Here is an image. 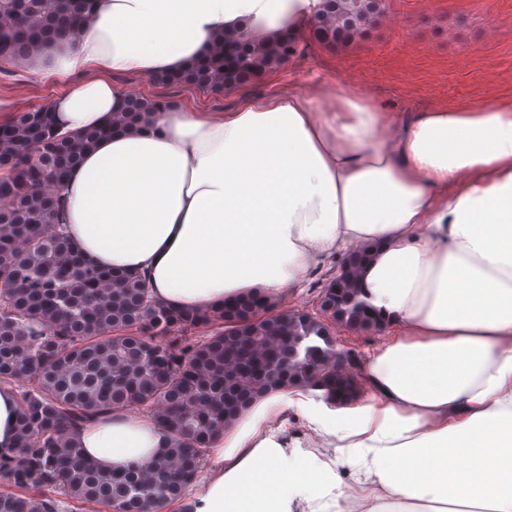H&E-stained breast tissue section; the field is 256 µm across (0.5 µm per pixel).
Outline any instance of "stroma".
<instances>
[{"mask_svg":"<svg viewBox=\"0 0 512 512\" xmlns=\"http://www.w3.org/2000/svg\"><path fill=\"white\" fill-rule=\"evenodd\" d=\"M297 51L280 69L243 86L211 93L192 86H162L150 79H120L127 93L178 102L210 112L243 99L303 92L321 82L344 94H363L389 112L455 108L480 100H512V0H387L363 38L329 47L311 39L306 23L295 34ZM65 82H44L25 69L0 74V95L17 111L44 106ZM331 261L281 303L314 311L335 276Z\"/></svg>","mask_w":512,"mask_h":512,"instance_id":"35a3bbf8","label":"stroma"}]
</instances>
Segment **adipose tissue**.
<instances>
[{
  "label": "adipose tissue",
  "mask_w": 512,
  "mask_h": 512,
  "mask_svg": "<svg viewBox=\"0 0 512 512\" xmlns=\"http://www.w3.org/2000/svg\"><path fill=\"white\" fill-rule=\"evenodd\" d=\"M319 0H96L78 34L26 65L73 82L57 129L108 123L131 79L190 68L239 34H294ZM64 229L100 265L141 274L153 299L208 308L302 287L349 248L386 318L338 410L276 391L213 445L192 512H512V104L405 115L321 85L224 112L178 106L100 139L59 191ZM301 432H292L293 422ZM73 438L100 467L159 456L136 413L92 416Z\"/></svg>",
  "instance_id": "ef3b65f1"
}]
</instances>
